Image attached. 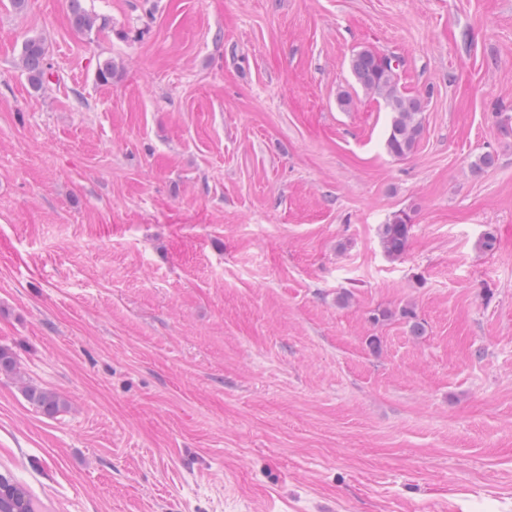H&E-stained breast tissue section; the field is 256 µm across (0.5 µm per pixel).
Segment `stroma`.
Here are the masks:
<instances>
[{"label":"stroma","mask_w":512,"mask_h":512,"mask_svg":"<svg viewBox=\"0 0 512 512\" xmlns=\"http://www.w3.org/2000/svg\"><path fill=\"white\" fill-rule=\"evenodd\" d=\"M85 5L111 30L0 0V348L68 404L0 374V474L46 512H512V0ZM365 47L424 96L406 157ZM22 63L34 89L43 88L54 73L47 60V50L41 37H30L22 46ZM409 223V217L397 215L386 224H382L381 242L389 257L395 259L403 254L410 232ZM0 372L13 375L19 379L27 400L43 414L54 416L66 409V401L56 391L26 382L23 379L17 358L8 350L2 348H0Z\"/></svg>","instance_id":"35a3bbf8"}]
</instances>
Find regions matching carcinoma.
Listing matches in <instances>:
<instances>
[{"label": "carcinoma", "mask_w": 512, "mask_h": 512, "mask_svg": "<svg viewBox=\"0 0 512 512\" xmlns=\"http://www.w3.org/2000/svg\"><path fill=\"white\" fill-rule=\"evenodd\" d=\"M70 22L79 32L90 34L110 26L108 18L89 12L84 0H69ZM22 63L28 79L35 89L43 88L53 77L47 60L45 43L40 37L28 38L22 46ZM402 61L394 55L381 54L364 48L353 54L350 68L357 86L367 95L383 103L391 114L389 132L385 140L386 151L394 157L409 155L423 130L424 99L403 90L400 84ZM410 232V219L397 215L382 225L381 242L391 258L400 257ZM0 372L22 381V391L27 400L43 414L54 416L67 407L66 401L55 391L36 386L23 380L17 358L0 348ZM11 492L0 496V510L4 512H30L33 504L17 483L10 484Z\"/></svg>", "instance_id": "obj_1"}]
</instances>
